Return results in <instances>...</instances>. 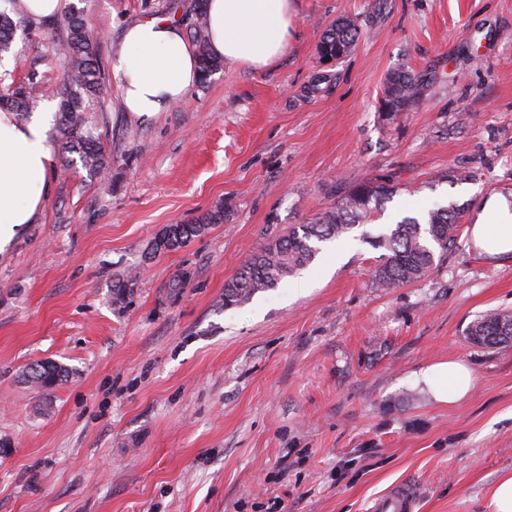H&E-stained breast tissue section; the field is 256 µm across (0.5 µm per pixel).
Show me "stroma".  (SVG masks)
Masks as SVG:
<instances>
[{"instance_id": "1", "label": "stroma", "mask_w": 512, "mask_h": 512, "mask_svg": "<svg viewBox=\"0 0 512 512\" xmlns=\"http://www.w3.org/2000/svg\"><path fill=\"white\" fill-rule=\"evenodd\" d=\"M164 2L84 0L112 171L53 175L37 222L0 248V512H369L397 486L415 512H494L512 474V346L466 328L512 312V260L480 255L463 225L425 277L383 290L365 237L512 191V0H296L280 58L225 63L145 123L122 107L112 54ZM344 16L362 35L325 64L320 39ZM59 40L17 36L0 67L26 77ZM402 69L419 93L389 116ZM378 177L396 192L363 228L225 308L249 254ZM219 206L223 223L156 252L167 226ZM45 360L70 370L48 391L27 378ZM448 360L473 373L454 404L415 379ZM494 512H512V475H505L492 487Z\"/></svg>"}]
</instances>
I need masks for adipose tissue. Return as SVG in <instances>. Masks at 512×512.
Listing matches in <instances>:
<instances>
[{
	"mask_svg": "<svg viewBox=\"0 0 512 512\" xmlns=\"http://www.w3.org/2000/svg\"><path fill=\"white\" fill-rule=\"evenodd\" d=\"M207 18L213 57L261 68L287 48L295 0H208ZM112 70L125 110L143 122L183 100L199 80L197 55L183 26L158 18L126 27ZM50 130L48 113L22 120L0 110V246L42 212L54 166ZM469 235L489 260L512 258V192L485 197L472 213ZM420 378L441 403L460 401L473 387L470 369L458 361L428 365Z\"/></svg>",
	"mask_w": 512,
	"mask_h": 512,
	"instance_id": "obj_1",
	"label": "adipose tissue"
}]
</instances>
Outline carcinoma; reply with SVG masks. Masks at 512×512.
<instances>
[{
    "label": "carcinoma",
    "instance_id": "carcinoma-1",
    "mask_svg": "<svg viewBox=\"0 0 512 512\" xmlns=\"http://www.w3.org/2000/svg\"><path fill=\"white\" fill-rule=\"evenodd\" d=\"M187 36L196 50L201 71L200 83L224 66V61L211 56L207 41L205 0H189L181 4ZM56 25L62 29V51L65 54L63 91L56 110L59 133L58 153L61 171L81 165L90 175L100 177L112 167V150L106 143L104 112V73L99 65V39L86 17L85 10L73 4L62 18L36 21L30 16L0 10V55L11 51L18 32L38 26ZM361 30L349 17L339 19L327 29L320 41L324 57H336V48L350 52L357 44ZM40 71L32 68L26 80L17 82L12 74L0 73V109H8L24 117L33 113L42 100L41 88L53 60L39 61ZM391 97L382 100L388 113L405 110L416 94L415 77L406 71L393 73ZM395 187L378 179L358 182L343 192L335 207L323 212L312 224H301L258 253L253 254L224 285V307L232 308L249 302L257 293L275 288L284 279L300 274L319 253L318 244L339 239L362 221L369 220L389 201ZM464 207L454 201L435 203L422 218H406L387 234L373 237L370 243L385 250L372 271V283L383 289L398 288L417 281L435 266L436 254L448 252L457 240ZM224 212L217 211L190 224L175 225L172 247L178 248L201 235L206 226L219 224ZM466 335L476 345L497 347L512 343V312L490 310L470 323ZM68 376V370L52 363L51 368L38 363L29 370V381L50 390Z\"/></svg>",
    "mask_w": 512,
    "mask_h": 512
}]
</instances>
